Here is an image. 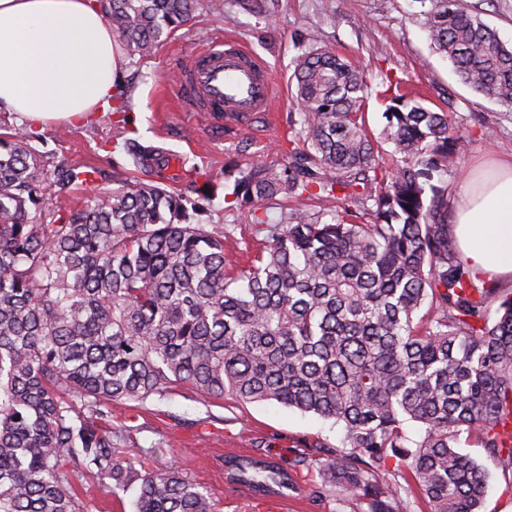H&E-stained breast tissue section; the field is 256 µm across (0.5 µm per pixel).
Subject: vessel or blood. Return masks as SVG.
<instances>
[{"label":"vessel or blood","instance_id":"vessel-or-blood-1","mask_svg":"<svg viewBox=\"0 0 512 512\" xmlns=\"http://www.w3.org/2000/svg\"><path fill=\"white\" fill-rule=\"evenodd\" d=\"M181 103L206 112L217 127L232 129L271 117L275 83L265 64L240 42L229 39L207 46L182 68L178 81ZM287 473L266 487L273 512L288 504Z\"/></svg>","mask_w":512,"mask_h":512}]
</instances>
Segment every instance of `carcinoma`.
I'll return each instance as SVG.
<instances>
[{
	"instance_id": "carcinoma-1",
	"label": "carcinoma",
	"mask_w": 512,
	"mask_h": 512,
	"mask_svg": "<svg viewBox=\"0 0 512 512\" xmlns=\"http://www.w3.org/2000/svg\"><path fill=\"white\" fill-rule=\"evenodd\" d=\"M428 1L433 48L463 84L511 108L512 46L464 0H417ZM198 6L103 10L147 55ZM307 44L293 73L301 148L286 168L224 173V189L241 207L306 193L328 211L354 198L371 221L293 212L245 268L161 185L121 184L68 216L43 213V158L20 135L0 139V512H86L80 477L136 488L133 512H212L176 457L142 473L102 424L112 403L177 386L341 425L342 447L317 449L321 484L368 512H409L405 472L432 512H481L488 472L457 450L463 433L512 469V289L464 261L446 189L432 183L464 134L391 81L386 125L371 136L362 72L317 36ZM385 143L399 154L390 167ZM272 479L266 465L247 476L258 488Z\"/></svg>"
}]
</instances>
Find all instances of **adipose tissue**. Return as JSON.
I'll list each match as a JSON object with an SVG mask.
<instances>
[{"label":"adipose tissue","instance_id":"ef3b65f1","mask_svg":"<svg viewBox=\"0 0 512 512\" xmlns=\"http://www.w3.org/2000/svg\"><path fill=\"white\" fill-rule=\"evenodd\" d=\"M120 78V53L95 0H0V111L33 126L93 122ZM454 235L474 270L512 282V163L466 175Z\"/></svg>","mask_w":512,"mask_h":512}]
</instances>
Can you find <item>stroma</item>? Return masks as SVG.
<instances>
[{
  "label": "stroma",
  "instance_id": "stroma-1",
  "mask_svg": "<svg viewBox=\"0 0 512 512\" xmlns=\"http://www.w3.org/2000/svg\"><path fill=\"white\" fill-rule=\"evenodd\" d=\"M418 0H224L203 6L184 25L163 36L154 53L125 52L113 108L85 127L27 126L15 112H0V133H20L43 155L48 175L39 188L42 209L67 214L119 186L155 180L186 199L191 223L206 225L224 240L233 261L263 250L268 241L224 199V171L234 167L288 166L293 149L290 123L298 110L291 77L301 44L318 34L323 46L363 71L374 91L365 121L382 131L388 80L420 91L431 107L452 113L466 135L463 151L442 178L456 190L468 172L512 160V109L463 85L448 59L430 46ZM233 36L270 68L278 118L243 131L208 130L203 113L183 108L178 72L206 42ZM159 149L152 168L140 167L130 142ZM94 170L93 182L60 187L55 169ZM112 428L120 455L137 470L160 469L177 457L183 474L207 488L214 512H268L248 487L224 481L229 456L272 463L287 471L293 497L287 512H366L360 500L323 490L316 446L339 447L343 429L333 421L270 402L218 400L189 387L166 399L114 404ZM461 453L490 471L483 512H512V471L488 459L475 439H461ZM77 490L89 512H132V492L110 493L89 479Z\"/></svg>",
  "mask_w": 512,
  "mask_h": 512
}]
</instances>
